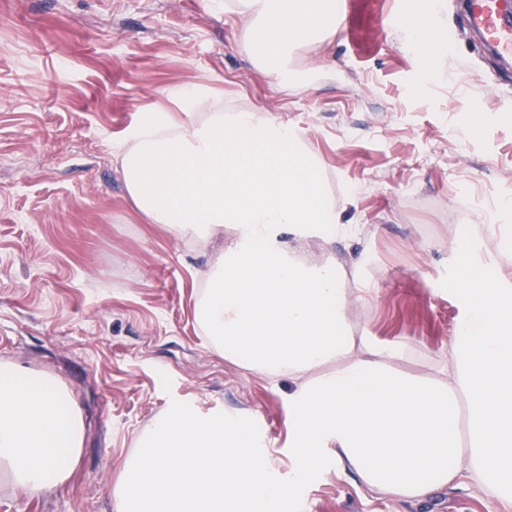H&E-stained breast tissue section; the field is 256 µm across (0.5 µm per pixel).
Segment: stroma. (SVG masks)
Wrapping results in <instances>:
<instances>
[{
  "mask_svg": "<svg viewBox=\"0 0 512 512\" xmlns=\"http://www.w3.org/2000/svg\"><path fill=\"white\" fill-rule=\"evenodd\" d=\"M225 0H0V363L54 375L79 403L71 479L28 496L0 474V512H114L112 486L140 436L175 401L254 420L281 475L295 466L288 382L214 351L195 302L217 248L146 223L116 143L167 90L202 87L288 124L322 163L354 237L315 247L374 289L350 301L353 333L405 341L430 374L463 316L444 285L460 236L497 259L489 231L512 191V63L489 54L447 0L454 53L426 75L383 0H339L344 23L301 47L288 75L257 64ZM461 477L423 500L368 492L322 471L301 512H502Z\"/></svg>",
  "mask_w": 512,
  "mask_h": 512,
  "instance_id": "1",
  "label": "stroma"
}]
</instances>
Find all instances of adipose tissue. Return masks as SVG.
I'll list each match as a JSON object with an SVG mask.
<instances>
[{
	"label": "adipose tissue",
	"instance_id": "ef3b65f1",
	"mask_svg": "<svg viewBox=\"0 0 512 512\" xmlns=\"http://www.w3.org/2000/svg\"><path fill=\"white\" fill-rule=\"evenodd\" d=\"M422 0L402 31L426 62L443 30ZM263 66L285 72L304 43L335 35L337 0H237ZM168 98L183 119L153 110L118 145L127 193L149 223L201 245L231 229L196 301L213 349L251 371L288 379V427L322 463L385 496L422 500L461 472L512 507V242L489 263L465 240L449 250L448 289L466 315L428 376L401 369L408 343L354 335L335 258L307 250L353 234L325 199L317 168L284 124L226 109L203 88ZM205 120H193L198 105ZM84 441L81 409L45 373L0 364V471L28 495L65 484Z\"/></svg>",
	"mask_w": 512,
	"mask_h": 512
}]
</instances>
